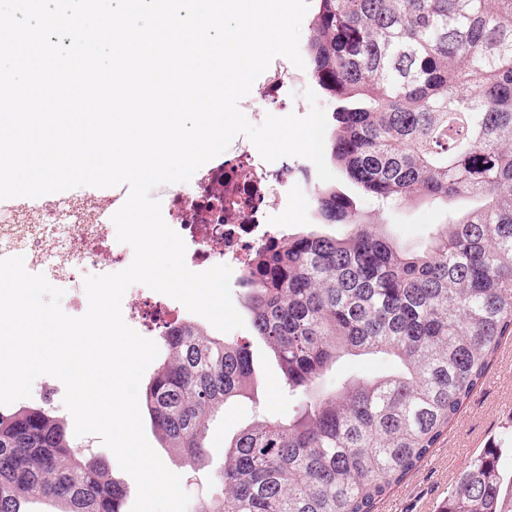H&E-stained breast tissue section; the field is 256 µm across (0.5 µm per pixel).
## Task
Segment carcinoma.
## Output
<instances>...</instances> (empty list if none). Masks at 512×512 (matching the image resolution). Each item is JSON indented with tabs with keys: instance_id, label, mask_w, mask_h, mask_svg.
I'll return each mask as SVG.
<instances>
[{
	"instance_id": "obj_1",
	"label": "carcinoma",
	"mask_w": 512,
	"mask_h": 512,
	"mask_svg": "<svg viewBox=\"0 0 512 512\" xmlns=\"http://www.w3.org/2000/svg\"><path fill=\"white\" fill-rule=\"evenodd\" d=\"M311 79L335 102L330 158L380 207L478 202L404 247L334 187L325 224L288 235L241 273L252 329L297 400L224 442L221 489L193 512H371L428 455L512 335V0H316ZM399 371L317 381L346 356ZM255 387L248 345L174 323L142 405L163 448L191 468L210 424ZM501 450L461 474L444 512H512ZM23 499L61 512H124L106 464L44 406L0 412V512Z\"/></svg>"
}]
</instances>
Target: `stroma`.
I'll return each mask as SVG.
<instances>
[{
    "label": "stroma",
    "instance_id": "35a3bbf8",
    "mask_svg": "<svg viewBox=\"0 0 512 512\" xmlns=\"http://www.w3.org/2000/svg\"><path fill=\"white\" fill-rule=\"evenodd\" d=\"M290 163L295 172L279 208L268 219L271 229L282 234L310 229L320 221L313 200V190L319 184L314 165L301 157L291 158ZM473 205V200L461 199L451 209L464 210ZM360 206L365 212L378 214L385 230L410 248L424 244L436 226L446 222L447 212L451 210L425 201L399 202L383 212L378 211L371 199L361 200ZM230 337L249 342L251 346L258 390L256 401L229 404L215 418L210 429L215 452L201 467L194 470L185 467L171 449L158 451L166 467L181 476L183 489L195 500L213 492L212 476L224 467L221 449L226 438L251 423L256 413L284 420L291 416L295 406L294 399L284 389L276 360L266 345L254 337L251 326L231 331ZM492 444L506 448L502 464L511 471L512 337L503 341L484 383L476 388L448 431L418 468L375 504L373 512H442L460 474Z\"/></svg>",
    "mask_w": 512,
    "mask_h": 512
}]
</instances>
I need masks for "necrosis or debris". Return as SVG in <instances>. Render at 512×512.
I'll return each instance as SVG.
<instances>
[{"label":"necrosis or debris","instance_id":"4bbe7bcc","mask_svg":"<svg viewBox=\"0 0 512 512\" xmlns=\"http://www.w3.org/2000/svg\"><path fill=\"white\" fill-rule=\"evenodd\" d=\"M288 78L298 85L308 81L305 73L288 72L281 61H272L264 81L244 101V109L257 114L285 111L281 90ZM290 174L285 164L270 168L251 141L241 136L186 188L159 187L166 223L190 247L188 267L225 264L240 270L253 264L279 239L267 220L280 204ZM125 194V186L113 187L93 208L85 195L63 191L0 211V257L23 256L28 272L44 275L64 289L79 312H86L85 277L122 271L134 258L130 245L113 241L104 220L108 209L123 205ZM180 317L174 305L144 301L129 303L124 314L144 336L158 335L162 326Z\"/></svg>","mask_w":512,"mask_h":512}]
</instances>
